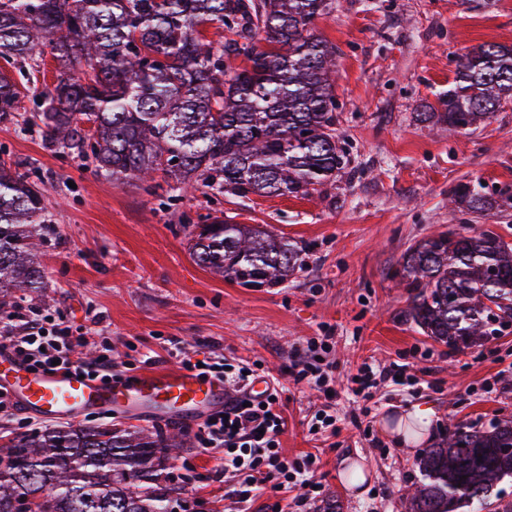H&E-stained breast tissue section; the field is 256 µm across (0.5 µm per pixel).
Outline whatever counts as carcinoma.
Returning <instances> with one entry per match:
<instances>
[{
    "label": "carcinoma",
    "mask_w": 512,
    "mask_h": 512,
    "mask_svg": "<svg viewBox=\"0 0 512 512\" xmlns=\"http://www.w3.org/2000/svg\"><path fill=\"white\" fill-rule=\"evenodd\" d=\"M336 0H0V56L26 73L33 51L55 61L35 112L48 143L92 161L115 183L161 174L178 197H307L351 175L337 145L336 49L315 18ZM236 39H209L206 28ZM264 40L266 46L259 45ZM421 121L469 129L512 101V46L484 43L459 65ZM17 82L0 70V122L21 116ZM178 162H173V159ZM480 181L449 194L481 215L496 197ZM44 193L0 162V314L44 287L39 245L50 224ZM194 262L250 288L281 284L306 246L265 228L214 217L187 241ZM393 276L410 293L407 322L451 351L512 328V244L492 230L432 233L411 244ZM181 432L101 424L44 427L0 448V512H182L184 488L165 460ZM409 512H465L499 500L512 479V419L482 430L448 424L417 459Z\"/></svg>",
    "instance_id": "cac0c4a2"
}]
</instances>
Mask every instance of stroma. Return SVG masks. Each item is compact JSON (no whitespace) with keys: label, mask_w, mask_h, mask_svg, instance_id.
Listing matches in <instances>:
<instances>
[{"label":"stroma","mask_w":512,"mask_h":512,"mask_svg":"<svg viewBox=\"0 0 512 512\" xmlns=\"http://www.w3.org/2000/svg\"><path fill=\"white\" fill-rule=\"evenodd\" d=\"M315 27L336 47L339 142L356 176L305 198L242 199L202 188L173 201L136 180L112 184L47 145L38 127L0 123V160L29 173L54 217L41 244L46 286L18 307L90 327L119 357L118 379L176 367L163 349L174 338L255 363L257 374L283 384L285 454L322 459L313 512L329 501L338 512H407L402 495L420 477L417 458L449 420L486 427L512 419V330L448 351L403 322L409 295L392 277L405 249L437 230L491 229L512 239L511 199L482 216L448 205L460 182L512 187V102L468 130L416 119L473 47L512 45V0H336ZM215 216L307 245L302 268L272 288H244L201 269L187 241L195 225ZM323 334L335 341L336 378L368 361L410 363L421 379L382 389L370 436L352 427L328 439L309 432L307 415L321 400L289 384L287 371L298 343ZM418 408L430 409V424L413 445H401L400 418ZM82 420L185 433L189 447L168 461L176 482L200 512H235L223 453L194 444L197 424L117 412ZM354 465L364 475L357 486L347 478Z\"/></svg>","instance_id":"35a3bbf8"}]
</instances>
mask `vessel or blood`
<instances>
[{
  "instance_id": "1",
  "label": "vessel or blood",
  "mask_w": 512,
  "mask_h": 512,
  "mask_svg": "<svg viewBox=\"0 0 512 512\" xmlns=\"http://www.w3.org/2000/svg\"><path fill=\"white\" fill-rule=\"evenodd\" d=\"M0 387L49 420L75 418L91 409L147 410L160 419H183L223 408L226 400L222 380L186 369L151 371L130 383L105 385L75 371L67 375L30 371L3 354Z\"/></svg>"
}]
</instances>
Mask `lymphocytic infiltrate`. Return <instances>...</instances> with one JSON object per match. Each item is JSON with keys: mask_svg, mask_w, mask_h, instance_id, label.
Wrapping results in <instances>:
<instances>
[{"mask_svg": "<svg viewBox=\"0 0 512 512\" xmlns=\"http://www.w3.org/2000/svg\"><path fill=\"white\" fill-rule=\"evenodd\" d=\"M86 336L74 333L71 326L52 320L42 314L18 313L0 320V349L34 371L64 373L78 370L90 380L108 382L112 379V352L104 350L93 361H85L79 352ZM333 339L329 336H311L306 340L303 357L288 372L293 385L323 388L335 371L330 360ZM184 369L203 376L223 379L232 399L223 411L211 413L196 433L200 447L220 448L224 451V469L232 473L237 484L239 502L251 500L265 485L274 488H304L300 506H310L315 500L318 460L302 455L289 461L281 448V437L288 426V418L279 400V382L271 380L264 396L254 398L248 388L256 377L255 371L244 367H226L222 355L213 351L197 354L191 350L178 353ZM409 365L392 363L384 366L365 364L346 377L348 392L359 398L363 414H371V402L382 385L395 380L414 381Z\"/></svg>", "mask_w": 512, "mask_h": 512, "instance_id": "lymphocytic-infiltrate-1", "label": "lymphocytic infiltrate"}]
</instances>
